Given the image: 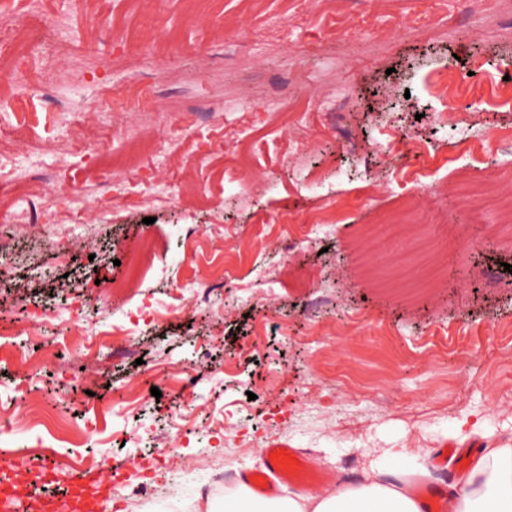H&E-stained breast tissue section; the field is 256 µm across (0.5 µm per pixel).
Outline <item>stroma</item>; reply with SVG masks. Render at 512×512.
<instances>
[{
    "label": "stroma",
    "mask_w": 512,
    "mask_h": 512,
    "mask_svg": "<svg viewBox=\"0 0 512 512\" xmlns=\"http://www.w3.org/2000/svg\"><path fill=\"white\" fill-rule=\"evenodd\" d=\"M40 6L43 26L0 48V70L18 74L0 112V156L15 162L0 172V234L16 235L38 197L65 191L80 210L62 213L48 242L19 238L0 267L41 282L66 273L80 290H46L19 311L0 288V409L11 414L0 447L19 469L52 465L63 479L93 456L120 468L126 492L166 468L170 456L153 452L162 436L187 501L210 479L190 464L201 455L256 472L263 448L282 443L334 490L373 461L405 468L387 449L418 443L464 459L415 479L438 487L480 454V439H453L460 422L512 440V246L484 238L454 194L481 181L489 197L512 195V0L480 11L468 0H215L204 25L189 0ZM139 85L166 112L116 124L122 92ZM327 94L348 100L333 128ZM160 119L171 138L127 163ZM294 134L307 142L296 154ZM149 194L154 207L141 208ZM430 207L456 226L440 245L447 283L408 300L378 277L410 236L372 241L368 228ZM192 225L203 233L189 241ZM90 233L94 261L71 250ZM270 235L293 242L288 256L265 249ZM221 237L239 249H214ZM132 254L143 258L135 280ZM205 284L208 307L171 313L175 295ZM139 309L140 361L113 356V330ZM64 319L80 348L65 349ZM48 342L62 352L47 362L37 349ZM92 363L87 393L77 380ZM179 365L194 369L198 410Z\"/></svg>",
    "instance_id": "35a3bbf8"
}]
</instances>
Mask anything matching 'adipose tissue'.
<instances>
[{
  "mask_svg": "<svg viewBox=\"0 0 512 512\" xmlns=\"http://www.w3.org/2000/svg\"><path fill=\"white\" fill-rule=\"evenodd\" d=\"M425 448H398L392 455L413 461L412 473L385 478L381 466H371L363 481L324 495L281 498L257 494L244 483L224 500L201 502V512H422L423 502L412 492L410 474L427 472ZM454 512H512V445L483 448L465 480L454 491Z\"/></svg>",
  "mask_w": 512,
  "mask_h": 512,
  "instance_id": "1",
  "label": "adipose tissue"
}]
</instances>
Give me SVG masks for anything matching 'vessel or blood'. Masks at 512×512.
<instances>
[{
    "mask_svg": "<svg viewBox=\"0 0 512 512\" xmlns=\"http://www.w3.org/2000/svg\"><path fill=\"white\" fill-rule=\"evenodd\" d=\"M267 470L265 488L270 493L281 484L317 489L329 480L328 475L319 471L301 452L288 447L284 448L282 456L268 460ZM50 480V470L42 464L25 470L23 475L0 478V490L7 493L6 498L0 500V512H24L29 501L37 503L40 512H58L62 506L67 512H97L108 496L107 488L98 483L93 472L76 471L68 477L61 492H42V485Z\"/></svg>",
    "mask_w": 512,
    "mask_h": 512,
    "instance_id": "1",
    "label": "vessel or blood"
}]
</instances>
